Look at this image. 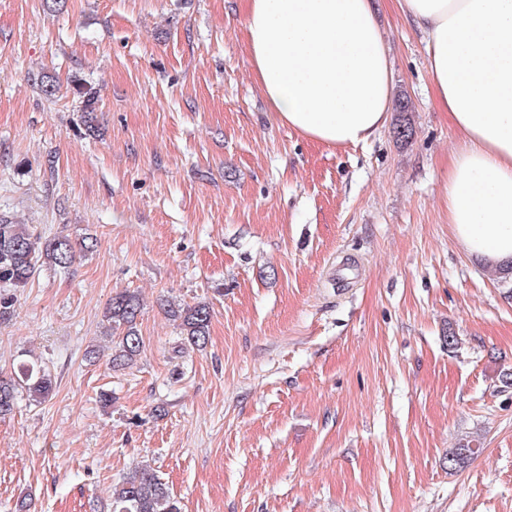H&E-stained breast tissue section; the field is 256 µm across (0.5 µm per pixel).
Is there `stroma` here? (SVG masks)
<instances>
[{"mask_svg": "<svg viewBox=\"0 0 512 512\" xmlns=\"http://www.w3.org/2000/svg\"><path fill=\"white\" fill-rule=\"evenodd\" d=\"M378 21L414 134L394 111L332 149L268 114L243 0H0V213L98 241L0 322V373L55 381L0 419V512H109L138 464L182 512H512V275L455 240L461 135L423 34L396 0ZM126 289L143 351L115 372ZM198 302L199 350L166 313Z\"/></svg>", "mask_w": 512, "mask_h": 512, "instance_id": "35a3bbf8", "label": "stroma"}]
</instances>
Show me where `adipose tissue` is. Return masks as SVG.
<instances>
[{"label": "adipose tissue", "instance_id": "1", "mask_svg": "<svg viewBox=\"0 0 512 512\" xmlns=\"http://www.w3.org/2000/svg\"><path fill=\"white\" fill-rule=\"evenodd\" d=\"M272 117L330 148L369 141L393 108L376 0H243ZM425 35L432 86L462 134L448 222L466 252L512 265V0H397Z\"/></svg>", "mask_w": 512, "mask_h": 512}]
</instances>
